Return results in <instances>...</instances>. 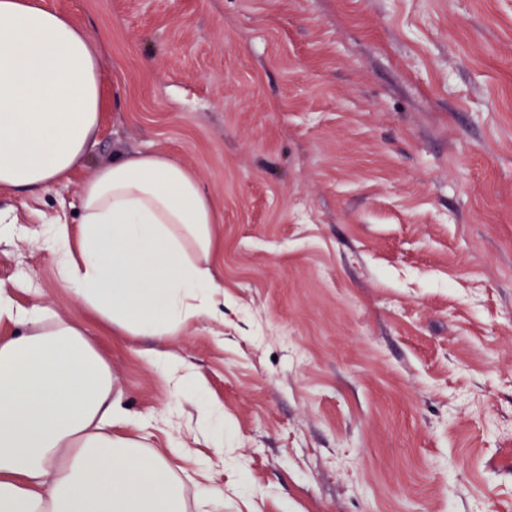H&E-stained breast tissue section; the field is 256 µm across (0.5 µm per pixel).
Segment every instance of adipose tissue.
I'll use <instances>...</instances> for the list:
<instances>
[{
    "mask_svg": "<svg viewBox=\"0 0 512 512\" xmlns=\"http://www.w3.org/2000/svg\"><path fill=\"white\" fill-rule=\"evenodd\" d=\"M101 48L39 0H0V186L47 191L95 146ZM43 246L81 305L164 337L215 312L220 205L167 154L123 155ZM0 512H187L172 449H145L112 370L76 322L0 284Z\"/></svg>",
    "mask_w": 512,
    "mask_h": 512,
    "instance_id": "1",
    "label": "adipose tissue"
}]
</instances>
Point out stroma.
I'll list each match as a JSON object with an SVG mask.
<instances>
[{"label": "stroma", "instance_id": "35a3bbf8", "mask_svg": "<svg viewBox=\"0 0 512 512\" xmlns=\"http://www.w3.org/2000/svg\"><path fill=\"white\" fill-rule=\"evenodd\" d=\"M103 48L91 156L0 189L75 224L113 157L161 151L224 211V312L120 336L40 241L0 243L18 304L82 325L150 448L207 512H512V0H41ZM205 381L185 399L151 356ZM224 411V445L197 427Z\"/></svg>", "mask_w": 512, "mask_h": 512}]
</instances>
